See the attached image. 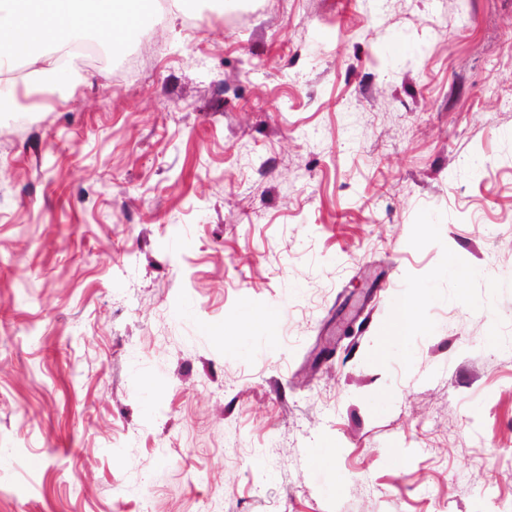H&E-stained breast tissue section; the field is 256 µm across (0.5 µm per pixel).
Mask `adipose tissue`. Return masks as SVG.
<instances>
[{
  "mask_svg": "<svg viewBox=\"0 0 512 512\" xmlns=\"http://www.w3.org/2000/svg\"><path fill=\"white\" fill-rule=\"evenodd\" d=\"M128 4L129 0H0V50L9 51L20 33L32 45L73 42L105 11L117 15Z\"/></svg>",
  "mask_w": 512,
  "mask_h": 512,
  "instance_id": "obj_1",
  "label": "adipose tissue"
}]
</instances>
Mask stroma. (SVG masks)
<instances>
[{
  "label": "stroma",
  "mask_w": 512,
  "mask_h": 512,
  "mask_svg": "<svg viewBox=\"0 0 512 512\" xmlns=\"http://www.w3.org/2000/svg\"><path fill=\"white\" fill-rule=\"evenodd\" d=\"M122 23L0 112V512H512V0ZM416 301L413 297L406 298L398 307L393 321L389 326V332L397 336H406L409 334L413 321Z\"/></svg>",
  "instance_id": "obj_1"
}]
</instances>
